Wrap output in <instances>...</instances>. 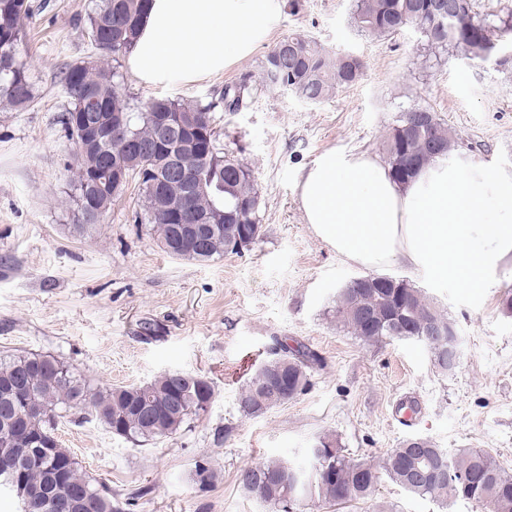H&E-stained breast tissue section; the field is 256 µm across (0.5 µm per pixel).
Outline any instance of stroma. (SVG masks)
I'll use <instances>...</instances> for the list:
<instances>
[{
    "mask_svg": "<svg viewBox=\"0 0 512 512\" xmlns=\"http://www.w3.org/2000/svg\"><path fill=\"white\" fill-rule=\"evenodd\" d=\"M32 3L18 58L33 101L20 112L0 110V354L61 357L95 387L179 371L215 388L206 413L144 445L77 409L59 418L62 447L111 489L122 512H269L240 487L238 472L270 458H302L323 435L349 458L375 465L420 438L452 455L487 451L512 473V313L502 306L512 297V262L479 289L386 267V275L420 288L462 337L456 366L442 373L422 343L368 344L337 326V289L367 269L314 234L298 196L327 152L384 158L385 136L415 106L431 107L462 139L464 162L512 172V67L429 58L411 28L386 37L361 32L355 0H283L249 57L193 81L144 83L120 53L122 90L137 111L160 97L216 102L225 86L249 83L238 111L217 110L216 130L219 147L254 172L261 235L241 253L189 260L167 254L141 222L144 198L134 180L100 223L74 231L75 148L62 130L69 106L62 73L95 53L85 32L94 0ZM290 34L359 56L361 78L320 104L261 88L265 55ZM282 343L304 344L318 357L307 388L260 416H242L240 389ZM403 400L421 412L415 426L392 415ZM200 459L219 475L204 489L194 480ZM347 512L480 510L466 500L442 506L384 476Z\"/></svg>",
    "mask_w": 512,
    "mask_h": 512,
    "instance_id": "35a3bbf8",
    "label": "stroma"
}]
</instances>
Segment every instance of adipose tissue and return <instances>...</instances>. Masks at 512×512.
Masks as SVG:
<instances>
[{"label": "adipose tissue", "mask_w": 512, "mask_h": 512, "mask_svg": "<svg viewBox=\"0 0 512 512\" xmlns=\"http://www.w3.org/2000/svg\"><path fill=\"white\" fill-rule=\"evenodd\" d=\"M281 0H153L129 60L144 82L171 74L193 80L250 55ZM314 234L347 260L374 269L401 262L423 275L483 288L512 259V173L438 160L408 184L377 159L330 152L299 191ZM488 227L492 246L475 250L469 227Z\"/></svg>", "instance_id": "ef3b65f1"}]
</instances>
